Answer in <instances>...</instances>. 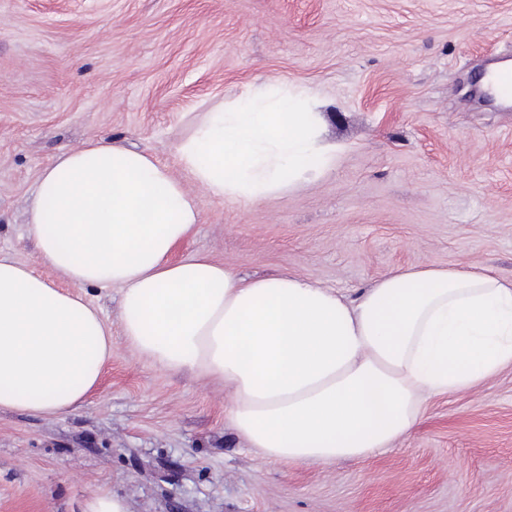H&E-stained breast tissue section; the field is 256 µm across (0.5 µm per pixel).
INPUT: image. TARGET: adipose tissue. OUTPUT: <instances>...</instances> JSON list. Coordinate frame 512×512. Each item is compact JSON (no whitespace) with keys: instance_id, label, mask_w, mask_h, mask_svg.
I'll list each match as a JSON object with an SVG mask.
<instances>
[{"instance_id":"adipose-tissue-1","label":"adipose tissue","mask_w":512,"mask_h":512,"mask_svg":"<svg viewBox=\"0 0 512 512\" xmlns=\"http://www.w3.org/2000/svg\"><path fill=\"white\" fill-rule=\"evenodd\" d=\"M317 113L275 83L193 118L188 180L109 139L58 155L30 210L39 261L0 254V411L81 408L112 355V328L80 294L121 290L139 356L223 381L227 417L265 458L324 464L389 448L435 396L512 366V280L433 263L398 268L354 297L294 274L246 280L204 255L169 259L200 220L193 186L236 201L330 164Z\"/></svg>"}]
</instances>
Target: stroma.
<instances>
[{
	"mask_svg": "<svg viewBox=\"0 0 512 512\" xmlns=\"http://www.w3.org/2000/svg\"><path fill=\"white\" fill-rule=\"evenodd\" d=\"M512 0H0V252L40 264L38 177L91 139L177 177L194 113L277 80L318 95L334 162L264 197L201 196L171 260L287 271L352 296L390 270L479 265L512 279ZM112 357L78 411L0 412V512H512V367L429 400L391 448L332 465L264 458L223 383L127 344L119 289L85 287ZM84 512H128L123 498L109 492H103L91 498Z\"/></svg>",
	"mask_w": 512,
	"mask_h": 512,
	"instance_id": "stroma-1",
	"label": "stroma"
}]
</instances>
